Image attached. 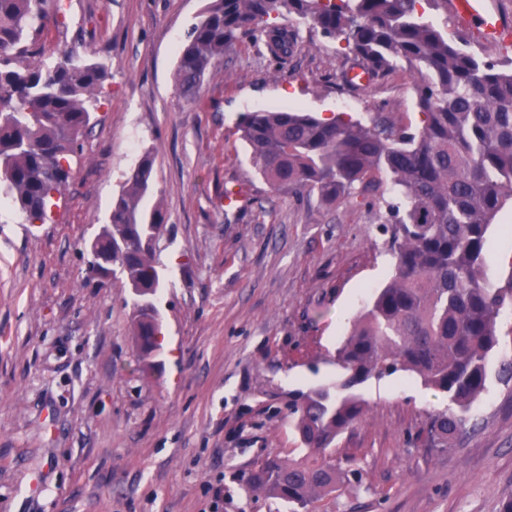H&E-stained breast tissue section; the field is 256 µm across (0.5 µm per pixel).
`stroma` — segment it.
<instances>
[{
    "label": "stroma",
    "instance_id": "35a3bbf8",
    "mask_svg": "<svg viewBox=\"0 0 512 512\" xmlns=\"http://www.w3.org/2000/svg\"><path fill=\"white\" fill-rule=\"evenodd\" d=\"M206 0H64L63 24L38 49L107 63L106 95L44 222L0 208V512H289L244 493L268 456L300 457L292 408L335 381L336 349L392 272L379 195L327 204L278 191L238 138L245 112L298 106L329 118L420 123L407 69L370 85L342 79L343 41L298 23L291 56L253 37L225 51L198 102L174 82L178 53ZM481 58L512 57L454 14L427 10ZM167 224L156 244L161 314L157 371L133 336L134 297L118 279H87L88 246L144 152ZM237 200L228 205L226 192ZM512 207L485 244L486 273L512 281ZM470 420L447 448L426 444L446 395L404 372L358 392L363 418L327 458L357 478L311 512H499L512 496V307Z\"/></svg>",
    "mask_w": 512,
    "mask_h": 512
}]
</instances>
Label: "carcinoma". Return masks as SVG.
Here are the masks:
<instances>
[{
	"label": "carcinoma",
	"mask_w": 512,
	"mask_h": 512,
	"mask_svg": "<svg viewBox=\"0 0 512 512\" xmlns=\"http://www.w3.org/2000/svg\"><path fill=\"white\" fill-rule=\"evenodd\" d=\"M448 0H209L182 45L174 78L198 100L207 76L243 33L254 32L276 59L292 53L295 17L346 43L352 66L380 78L411 71L421 125L409 132L377 113L364 124L322 119L299 109L245 113L238 126L257 171L278 190L326 203L382 188L394 268L387 285L336 351L342 377L302 395L293 427L306 450L298 460L268 457L245 490L307 508L336 490L344 472L323 454L364 415L357 388L373 377L411 372L448 395L452 408L431 416L429 444L447 447L486 390L487 358L498 345L497 317L512 301V280L497 288L484 248L497 214L512 201V59L486 61L438 29L422 2ZM59 0H0V198L33 223L65 188L71 159L91 121L107 64L62 51L51 65L25 45L41 33L47 6ZM154 158L144 154L112 204L95 249L112 257L137 297L133 331L141 353L156 350L161 323L155 243L161 208L142 200L152 189Z\"/></svg>",
	"instance_id": "carcinoma-1"
}]
</instances>
